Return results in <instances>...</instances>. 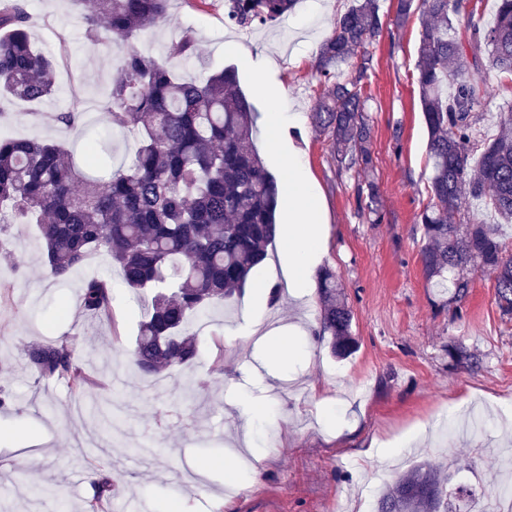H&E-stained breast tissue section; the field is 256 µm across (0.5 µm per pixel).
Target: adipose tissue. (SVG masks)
<instances>
[{
  "mask_svg": "<svg viewBox=\"0 0 512 512\" xmlns=\"http://www.w3.org/2000/svg\"><path fill=\"white\" fill-rule=\"evenodd\" d=\"M283 161L288 167V222L281 230L283 273L289 288L301 293L320 258L321 206L300 158L291 152Z\"/></svg>",
  "mask_w": 512,
  "mask_h": 512,
  "instance_id": "adipose-tissue-1",
  "label": "adipose tissue"
}]
</instances>
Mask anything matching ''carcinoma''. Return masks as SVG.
I'll list each match as a JSON object with an SVG mask.
<instances>
[{"label":"carcinoma","instance_id":"cac0c4a2","mask_svg":"<svg viewBox=\"0 0 512 512\" xmlns=\"http://www.w3.org/2000/svg\"><path fill=\"white\" fill-rule=\"evenodd\" d=\"M170 0H94L85 16L91 42L107 33L120 51L121 78L106 97L108 122L139 142L132 162L111 169L107 178L90 177L97 168L99 135L84 148L78 166L66 148L38 138H0V259L19 266L3 238L17 224H36L46 275L62 281L97 253L116 266L133 293H151L147 313L129 358L141 375L180 369L197 357L193 321L231 299L247 285L267 257L277 232L278 182L266 169L253 139V108L235 69L183 78L177 69L194 56L193 40L173 41L160 62L135 45L138 36L162 26ZM298 0H225L227 17L242 28L275 22ZM463 0H398L396 25L411 12L426 17L418 49V85L428 131L431 202L419 216L425 244L427 282L460 304L469 293L466 273L495 274L496 300L512 316V254L506 253L504 227L512 224V112L497 113L499 132L481 137L486 121L485 87L490 68L512 75V0H497L493 24L469 14L464 32L455 28ZM379 0H355L336 17L323 42L317 73L328 87L312 114L313 124L336 147L344 171L371 164V125L362 79L371 62L367 45L383 36ZM359 70L332 80L350 59ZM57 90L54 57L31 43L23 9L0 12V97L42 101ZM494 212L497 224L467 221L463 210ZM336 276L318 278L322 300L321 336L332 353L350 355L356 347L350 310L337 298ZM81 310L112 325V281H84ZM460 364L478 358L465 344L453 347ZM27 366L42 378H63L77 396L97 382L76 354V338L34 343ZM444 469L423 462L386 487L376 512H465L466 504L447 497ZM114 481L100 468L91 481L84 512H105Z\"/></svg>","mask_w":512,"mask_h":512}]
</instances>
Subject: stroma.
Returning <instances> with one entry per match:
<instances>
[{
	"instance_id": "stroma-1",
	"label": "stroma",
	"mask_w": 512,
	"mask_h": 512,
	"mask_svg": "<svg viewBox=\"0 0 512 512\" xmlns=\"http://www.w3.org/2000/svg\"><path fill=\"white\" fill-rule=\"evenodd\" d=\"M14 2L28 15L35 47L55 57L58 88L46 101L0 98V133L56 140L82 160L86 134L106 124L103 92L118 77V51L85 39L84 18L70 0ZM351 4L299 0L276 24L241 28L229 21L224 0H172L167 24L136 45L162 59L187 35L198 58L183 64L182 76L236 68L254 107L256 148L282 184L286 174L265 122L277 114L282 142L302 156L320 200L326 237L319 268L335 274L352 311L356 352L333 357L328 338H316L317 290L289 293L276 243L243 294L198 321L195 374L206 380L218 356L224 372L219 383L206 380L194 402L182 401L181 373L147 380L128 368L146 308L120 287L117 269L93 254L71 279H48L36 226H16L6 246L23 264L0 262V385L16 398L0 412V503L13 502L14 512H81L89 474L107 459L118 477L114 498L146 502L149 512L176 505L187 512H374L380 487L422 459L451 463L450 488L498 502L504 451L512 448V318L500 311L489 272L471 273L457 306L436 298L423 273L417 219L429 203V165L416 71L420 14L396 25L397 0H380L388 32L369 46L372 67L362 80L371 166L339 171L331 138L312 122L324 91L320 47ZM262 82L277 96L264 95ZM78 106L80 125L57 122L58 113ZM369 184L377 190L378 224L360 208L358 190ZM100 275L116 284L109 328L80 308L83 279ZM263 286L276 289V299L258 297ZM255 313L274 321L257 339L240 333ZM285 333L296 351L281 359L271 345ZM67 336L76 337L101 398L128 404L127 422L154 444L149 459L116 443L101 456L102 434L87 402L28 368V345ZM459 342L480 355L479 367L449 356ZM253 404L264 412L246 432L242 414ZM205 459L217 468L182 484L180 473ZM48 483L57 484V495L29 501L35 485Z\"/></svg>"
}]
</instances>
